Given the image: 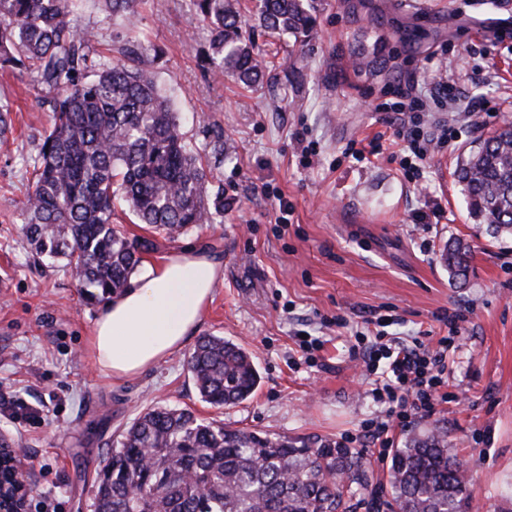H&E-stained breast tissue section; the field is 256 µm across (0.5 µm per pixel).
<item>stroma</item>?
Instances as JSON below:
<instances>
[{
    "label": "stroma",
    "mask_w": 512,
    "mask_h": 512,
    "mask_svg": "<svg viewBox=\"0 0 512 512\" xmlns=\"http://www.w3.org/2000/svg\"><path fill=\"white\" fill-rule=\"evenodd\" d=\"M316 26L288 51L261 29L251 36L266 77L247 87L200 59L206 31L189 0H142L134 22L99 0H73L78 25L99 28L100 55L141 58L170 89L181 129L202 155L207 193L224 195L220 222L170 239L116 205L112 221L144 242V262L203 243L224 260L197 337L241 344L260 373L231 408L202 401L187 367L195 339L140 374L113 379L88 341L99 304L87 303L64 261L38 266L20 234L28 162L51 125L28 77L0 68L13 101L12 142L0 149V431L23 446L29 512H91L110 444L156 404L272 437L359 435L379 407L351 359L360 335L391 317L401 337L445 336L448 313L466 315L448 357V400L412 416L394 446L439 426L468 460L472 512H512V236L470 217L457 170L480 142L512 121V0H368L349 10L316 0ZM373 59L356 71L355 56ZM487 102L478 125L436 148L420 178L401 166L404 140L379 112L398 87L435 90L448 71ZM384 134L382 155L346 149ZM292 206L280 213L279 199ZM284 223H277V216ZM470 251L466 278L441 255ZM346 319V326L335 323ZM326 338L305 354L296 334ZM370 475L356 512L388 507V460L362 448Z\"/></svg>",
    "instance_id": "35a3bbf8"
}]
</instances>
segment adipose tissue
Here are the masks:
<instances>
[{"label":"adipose tissue","mask_w":512,"mask_h":512,"mask_svg":"<svg viewBox=\"0 0 512 512\" xmlns=\"http://www.w3.org/2000/svg\"><path fill=\"white\" fill-rule=\"evenodd\" d=\"M223 273L222 261L203 245L144 264L99 311L89 343L94 363L122 379L182 348Z\"/></svg>","instance_id":"obj_1"}]
</instances>
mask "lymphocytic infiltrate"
I'll return each instance as SVG.
<instances>
[{
    "label": "lymphocytic infiltrate",
    "mask_w": 512,
    "mask_h": 512,
    "mask_svg": "<svg viewBox=\"0 0 512 512\" xmlns=\"http://www.w3.org/2000/svg\"><path fill=\"white\" fill-rule=\"evenodd\" d=\"M448 103L455 117L454 123H444L439 134L410 133L408 150L413 157L409 168L419 173L420 165L428 158L435 145H445L457 136V125L466 123L479 108V101L462 96L456 83H448ZM379 330L373 342L364 344L362 361L366 375L372 376L373 399L384 413L383 421L367 424L362 435L369 444L390 448L386 433L390 425L406 426L410 415L432 414L437 402L447 400L444 388L448 384L446 358L457 351L454 337L444 336L437 349H429L419 338L409 340L388 335L389 319H378Z\"/></svg>",
    "instance_id": "f902f5d3"
}]
</instances>
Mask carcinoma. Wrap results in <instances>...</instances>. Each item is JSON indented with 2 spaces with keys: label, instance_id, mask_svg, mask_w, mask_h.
<instances>
[{
  "label": "carcinoma",
  "instance_id": "obj_1",
  "mask_svg": "<svg viewBox=\"0 0 512 512\" xmlns=\"http://www.w3.org/2000/svg\"><path fill=\"white\" fill-rule=\"evenodd\" d=\"M131 19L140 0H100ZM210 29L208 64L247 87L266 65L242 30L239 0H190ZM257 26L296 47L311 35V0H260ZM99 32L77 27L67 0H0V66L32 79L53 122L45 132L21 210V232L39 257L63 258L87 302L121 293L140 249L118 225L124 202L142 224L173 233L213 224L224 200L209 199L197 148L150 72L96 53ZM12 105L0 99V143ZM470 214L495 234L512 231V125L463 161ZM469 251L448 248V269L466 277ZM203 401L235 406L259 385L241 346L204 336L188 360ZM369 476L361 454L333 440L292 441L155 405L123 432L98 477L92 512H345ZM397 512H471L460 458L437 427L392 450Z\"/></svg>",
  "mask_w": 512,
  "mask_h": 512
}]
</instances>
